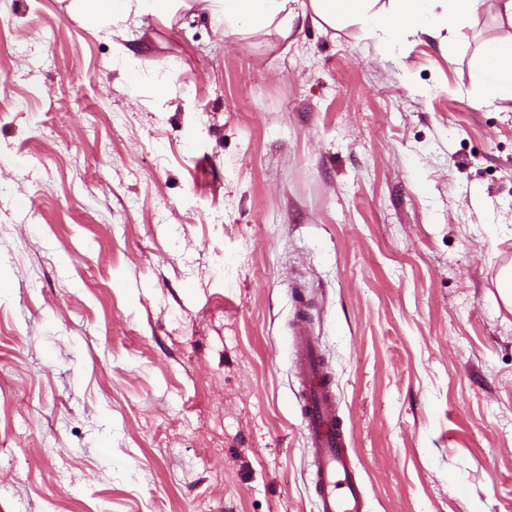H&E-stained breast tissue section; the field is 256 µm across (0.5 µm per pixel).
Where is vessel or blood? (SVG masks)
Wrapping results in <instances>:
<instances>
[{
	"instance_id": "1",
	"label": "vessel or blood",
	"mask_w": 512,
	"mask_h": 512,
	"mask_svg": "<svg viewBox=\"0 0 512 512\" xmlns=\"http://www.w3.org/2000/svg\"><path fill=\"white\" fill-rule=\"evenodd\" d=\"M303 434L311 455L317 512H367V496L350 455L332 377L305 319L291 328Z\"/></svg>"
}]
</instances>
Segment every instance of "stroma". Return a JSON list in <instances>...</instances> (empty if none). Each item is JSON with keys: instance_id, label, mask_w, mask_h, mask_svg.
I'll list each match as a JSON object with an SVG mask.
<instances>
[{"instance_id": "35a3bbf8", "label": "stroma", "mask_w": 512, "mask_h": 512, "mask_svg": "<svg viewBox=\"0 0 512 512\" xmlns=\"http://www.w3.org/2000/svg\"><path fill=\"white\" fill-rule=\"evenodd\" d=\"M69 3L0 0V512H316L299 314L368 512H512L498 17L387 47ZM133 0H73L72 5L82 19L98 28L125 20L132 9Z\"/></svg>"}]
</instances>
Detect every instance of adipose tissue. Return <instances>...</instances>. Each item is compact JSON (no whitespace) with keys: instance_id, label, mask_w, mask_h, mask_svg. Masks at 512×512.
<instances>
[{"instance_id":"adipose-tissue-1","label":"adipose tissue","mask_w":512,"mask_h":512,"mask_svg":"<svg viewBox=\"0 0 512 512\" xmlns=\"http://www.w3.org/2000/svg\"><path fill=\"white\" fill-rule=\"evenodd\" d=\"M212 12L224 30L276 27L289 36L298 16L312 23L343 30L355 27L394 45L417 32L451 30L465 22L480 5L493 8L500 18V35L485 43L477 69L480 99L485 103H512V0H210ZM172 0H73L72 5L92 27L125 20L129 14L158 16Z\"/></svg>"}]
</instances>
